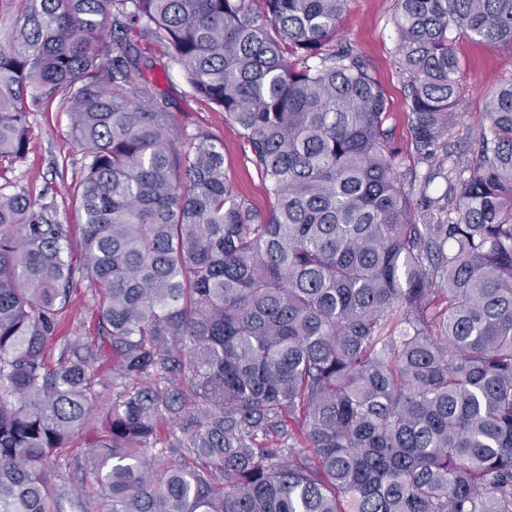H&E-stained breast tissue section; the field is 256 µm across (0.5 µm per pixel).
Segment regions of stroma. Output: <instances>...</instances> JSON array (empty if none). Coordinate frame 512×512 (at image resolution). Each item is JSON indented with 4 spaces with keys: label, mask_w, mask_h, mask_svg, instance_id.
Segmentation results:
<instances>
[{
    "label": "stroma",
    "mask_w": 512,
    "mask_h": 512,
    "mask_svg": "<svg viewBox=\"0 0 512 512\" xmlns=\"http://www.w3.org/2000/svg\"><path fill=\"white\" fill-rule=\"evenodd\" d=\"M395 0H349L342 18L339 42L350 45L370 67L383 89L391 123L394 146L399 153V170L409 173L416 167L407 126V78L395 57ZM454 48L462 61L460 79L465 99L456 126L448 139L476 154L488 90L512 80V50L479 41L477 37H457ZM156 84L171 102L179 128L193 133L209 132L224 146V173L239 194L260 211L271 201L264 183L249 162V148L241 130L196 98L178 70L169 75L154 73ZM30 149L25 161L11 176L14 188L24 189L33 199L50 204L63 224L78 225L82 216L72 197L71 184L83 172L82 156L70 136L71 120L60 101L36 107L30 114Z\"/></svg>",
    "instance_id": "1"
}]
</instances>
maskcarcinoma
<instances>
[{
  "mask_svg": "<svg viewBox=\"0 0 512 512\" xmlns=\"http://www.w3.org/2000/svg\"><path fill=\"white\" fill-rule=\"evenodd\" d=\"M0 1V179L59 95L84 157L79 228L0 192V512H64L79 436L71 512H512V81L476 157L445 141L457 33L512 50V0H395L408 182L348 0ZM156 65L241 129L269 211ZM437 178L446 224L412 206ZM79 289L95 335L62 336ZM50 479L55 485L58 492L65 494V497L70 496L72 483L77 479L81 478L82 475L87 479L89 487H93L92 490H96L97 486L94 483L93 475L90 473V466L86 465L82 454L78 456L77 460H74L72 456L65 460H60L59 465L53 466L51 469Z\"/></svg>",
  "mask_w": 512,
  "mask_h": 512,
  "instance_id": "1",
  "label": "carcinoma"
}]
</instances>
